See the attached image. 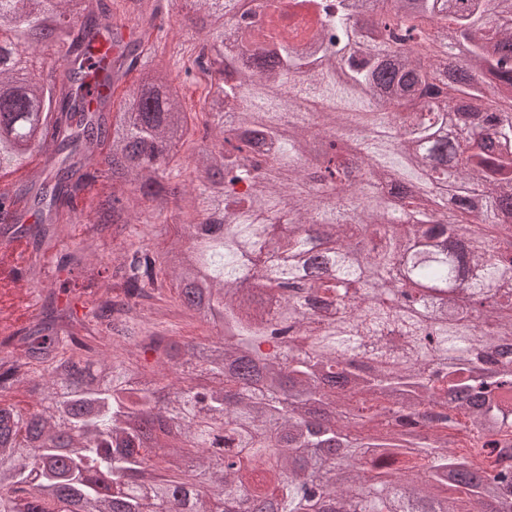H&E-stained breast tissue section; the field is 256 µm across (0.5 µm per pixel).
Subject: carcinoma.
I'll return each mask as SVG.
<instances>
[{
	"instance_id": "1",
	"label": "carcinoma",
	"mask_w": 512,
	"mask_h": 512,
	"mask_svg": "<svg viewBox=\"0 0 512 512\" xmlns=\"http://www.w3.org/2000/svg\"><path fill=\"white\" fill-rule=\"evenodd\" d=\"M264 2L0 0V176L44 154L0 223L47 213L14 240L67 273L0 342V512H512V0ZM180 200L165 250L92 261ZM168 278L210 341L135 334Z\"/></svg>"
}]
</instances>
